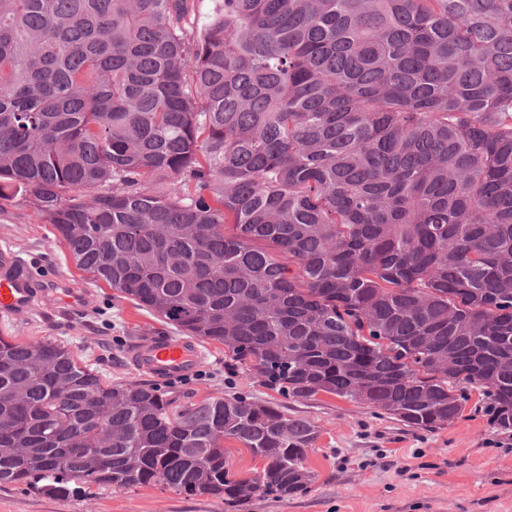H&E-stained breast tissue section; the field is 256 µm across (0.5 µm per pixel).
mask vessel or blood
I'll use <instances>...</instances> for the list:
<instances>
[{"mask_svg":"<svg viewBox=\"0 0 512 512\" xmlns=\"http://www.w3.org/2000/svg\"><path fill=\"white\" fill-rule=\"evenodd\" d=\"M43 293L26 263L8 249L0 250V318L31 312ZM132 364L157 376H182L194 371L203 359L197 346L165 336L137 345L130 353Z\"/></svg>","mask_w":512,"mask_h":512,"instance_id":"1","label":"vessel or blood"}]
</instances>
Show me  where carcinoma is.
<instances>
[{
    "label": "carcinoma",
    "instance_id": "1",
    "mask_svg": "<svg viewBox=\"0 0 512 512\" xmlns=\"http://www.w3.org/2000/svg\"><path fill=\"white\" fill-rule=\"evenodd\" d=\"M295 399L512 429V0H0V200ZM0 483L304 493L318 437L0 336ZM264 461L236 476L224 440ZM112 449V468L73 459Z\"/></svg>",
    "mask_w": 512,
    "mask_h": 512
}]
</instances>
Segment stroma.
I'll list each match as a JSON object with an SVG mask.
<instances>
[{
  "label": "stroma",
  "mask_w": 512,
  "mask_h": 512,
  "mask_svg": "<svg viewBox=\"0 0 512 512\" xmlns=\"http://www.w3.org/2000/svg\"><path fill=\"white\" fill-rule=\"evenodd\" d=\"M0 247L27 261L48 292L27 315L0 319V337L51 340L112 383L137 382L173 407L209 398L248 395L277 405L318 429L305 467L316 479L287 499L253 498L243 512H512V430H502L474 403L448 427L426 431L328 394L294 400L227 363L224 347L200 341L204 360L190 377L158 379L137 371L127 354L155 336L182 338L134 300L76 268L54 230L29 206L0 201ZM84 294L81 309L65 311L52 296ZM0 512H231L223 499L188 496L160 485L95 486L56 496L21 484L0 485Z\"/></svg>",
  "instance_id": "35a3bbf8"
}]
</instances>
